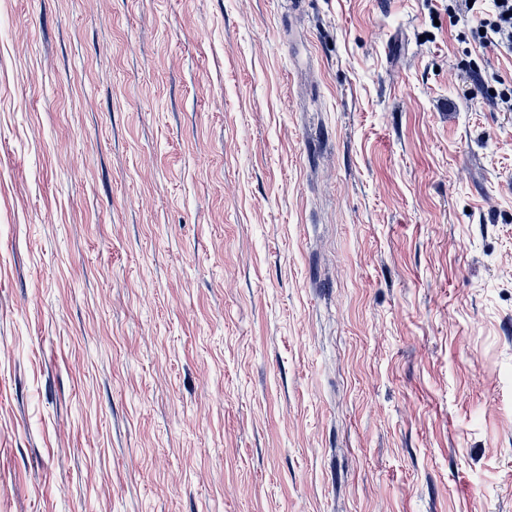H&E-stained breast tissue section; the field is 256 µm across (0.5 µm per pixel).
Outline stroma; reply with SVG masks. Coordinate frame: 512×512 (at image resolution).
I'll use <instances>...</instances> for the list:
<instances>
[{"label":"stroma","mask_w":512,"mask_h":512,"mask_svg":"<svg viewBox=\"0 0 512 512\" xmlns=\"http://www.w3.org/2000/svg\"><path fill=\"white\" fill-rule=\"evenodd\" d=\"M468 28L0 0V512H512V57ZM491 79L499 86L498 88L488 86V83L484 79H480V86L494 99L500 111L512 112V78L507 80L499 73H493Z\"/></svg>","instance_id":"35a3bbf8"}]
</instances>
